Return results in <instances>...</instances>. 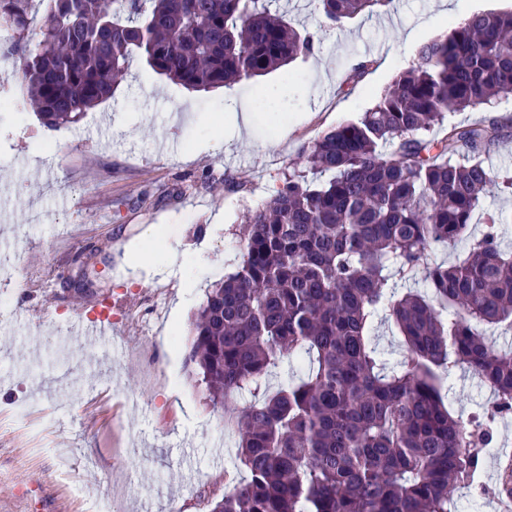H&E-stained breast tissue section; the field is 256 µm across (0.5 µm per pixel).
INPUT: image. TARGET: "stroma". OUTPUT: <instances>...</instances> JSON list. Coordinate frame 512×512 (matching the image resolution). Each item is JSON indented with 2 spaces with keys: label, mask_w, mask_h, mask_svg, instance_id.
<instances>
[{
  "label": "stroma",
  "mask_w": 512,
  "mask_h": 512,
  "mask_svg": "<svg viewBox=\"0 0 512 512\" xmlns=\"http://www.w3.org/2000/svg\"><path fill=\"white\" fill-rule=\"evenodd\" d=\"M391 0L324 23L274 0L312 54L265 76L191 91L134 59L114 97L50 129L15 81L0 112V512H209L243 483L233 419L186 358L212 285L236 270L243 224L303 147L358 119L425 42L512 0ZM248 111L237 131L231 113ZM111 303L120 352L67 336ZM450 410L492 397L455 374ZM81 494H74L73 486Z\"/></svg>",
  "instance_id": "obj_1"
}]
</instances>
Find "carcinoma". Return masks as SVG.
I'll list each match as a JSON object with an SVG mask.
<instances>
[{
    "label": "carcinoma",
    "instance_id": "cac0c4a2",
    "mask_svg": "<svg viewBox=\"0 0 512 512\" xmlns=\"http://www.w3.org/2000/svg\"><path fill=\"white\" fill-rule=\"evenodd\" d=\"M35 2L0 0V29L23 39ZM46 2L38 49L11 76L48 128L110 99L135 53L200 91L313 49L272 0ZM389 3L316 0V9L340 23ZM511 92L512 11L475 14L424 43L360 119L307 145L304 169L249 214L243 261L206 292L188 356L214 403L254 397L234 420L247 479L210 512H451V488L477 483L494 432L453 416L442 390L467 369L493 390L492 415L512 413V351L481 330L512 325V251L499 234L512 218L487 213L470 232L488 185L512 190V174L486 164L500 121L432 131L449 112ZM464 238L459 260L429 253ZM419 274L427 295L397 298L388 287ZM381 311L403 338L392 366L371 343ZM303 357V376L261 392L264 377Z\"/></svg>",
    "mask_w": 512,
    "mask_h": 512
}]
</instances>
